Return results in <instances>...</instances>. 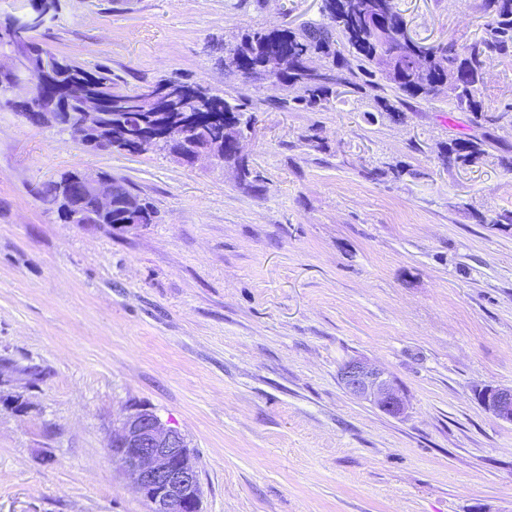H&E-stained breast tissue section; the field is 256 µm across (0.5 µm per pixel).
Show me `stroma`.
I'll return each mask as SVG.
<instances>
[{"label":"stroma","instance_id":"35a3bbf8","mask_svg":"<svg viewBox=\"0 0 512 512\" xmlns=\"http://www.w3.org/2000/svg\"><path fill=\"white\" fill-rule=\"evenodd\" d=\"M394 3L422 45L481 34V0ZM321 18V0H60L36 32L130 93L178 78L248 102L260 185L0 107V512H148L108 452L132 404L185 436L202 512H512V425L476 399L512 387V226L488 225L512 211V125L475 126L444 94L398 121L353 93L283 112L281 88L209 55ZM481 98L512 102V59ZM460 136L488 137L487 158L444 167ZM63 170L127 181L155 223H61L39 190ZM353 356L398 381L406 414L343 389Z\"/></svg>","mask_w":512,"mask_h":512}]
</instances>
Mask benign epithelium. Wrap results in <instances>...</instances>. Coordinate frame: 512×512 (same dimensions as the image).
Segmentation results:
<instances>
[{
  "instance_id": "7a95c632",
  "label": "benign epithelium",
  "mask_w": 512,
  "mask_h": 512,
  "mask_svg": "<svg viewBox=\"0 0 512 512\" xmlns=\"http://www.w3.org/2000/svg\"><path fill=\"white\" fill-rule=\"evenodd\" d=\"M35 53L14 50L0 54V74L12 78L9 96L21 97L19 103L28 104L30 76L37 67ZM140 105L147 107L161 98H181L193 101L198 95L187 88L162 83L141 91ZM102 101L88 97L81 101L78 111L68 117L82 131L90 133L98 127ZM186 122L169 120L155 131L144 129L132 132L120 127L119 143L135 153L159 149V141H166L170 155L190 166H207L221 161V153L206 145L189 146L184 143ZM80 181L89 209L100 215L112 212V179L100 172L84 171ZM83 203L69 206L72 224L86 222ZM338 377L343 388L352 397L375 405L380 411L399 416L404 413L407 400L392 376L369 361L351 357L339 367ZM477 399L481 406L503 423L512 424V388L487 385L479 389ZM109 453L133 488L149 505V512H200L201 486L198 470L185 436L178 429L164 423L152 410L130 406L113 429Z\"/></svg>"
}]
</instances>
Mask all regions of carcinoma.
<instances>
[{
	"label": "carcinoma",
	"instance_id": "1",
	"mask_svg": "<svg viewBox=\"0 0 512 512\" xmlns=\"http://www.w3.org/2000/svg\"><path fill=\"white\" fill-rule=\"evenodd\" d=\"M484 23L481 36L468 45L446 43L428 48L420 43L408 44L407 22L396 9L394 0H323V20L300 28L270 30L252 28L217 45L218 61L224 71L240 75L254 83L274 77L288 89L277 107L284 111L316 109L346 86L353 93L372 98L385 112L397 111V105L409 100H425L441 92L437 82L455 75L456 84L448 88V98L455 109L471 115V122L496 124L512 120V103L496 115L482 110L481 88L484 74L495 63L512 58V0H482ZM15 30L10 18L0 19V53L13 49ZM56 65L57 80L74 99L100 93L121 101L107 107L109 120L132 124L141 119V109L132 105L139 94L125 93L115 87L105 69L88 71L69 59L44 49ZM398 53L404 61V74L387 86L377 80L381 55ZM35 98L25 117L39 124L42 89L31 79ZM206 97L207 108L200 110V121L189 130V139L197 142H221L224 125L235 121L246 128L255 124V113L246 102L231 103L220 92L194 86ZM486 141L476 137L459 138L444 147L442 162L446 166L470 165L486 155ZM224 161L237 165L241 180L254 183L257 177L245 158L232 153ZM79 171L64 170L40 191L42 200L67 223L62 209L67 188L76 185Z\"/></svg>",
	"mask_w": 512,
	"mask_h": 512
}]
</instances>
